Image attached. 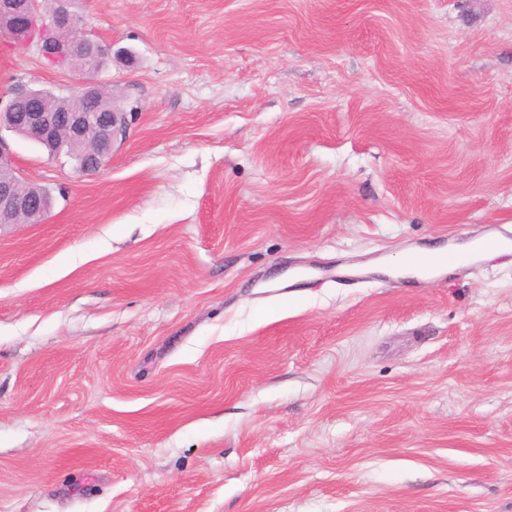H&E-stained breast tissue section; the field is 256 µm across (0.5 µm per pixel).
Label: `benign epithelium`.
Segmentation results:
<instances>
[{
  "label": "benign epithelium",
  "mask_w": 512,
  "mask_h": 512,
  "mask_svg": "<svg viewBox=\"0 0 512 512\" xmlns=\"http://www.w3.org/2000/svg\"><path fill=\"white\" fill-rule=\"evenodd\" d=\"M72 0H0V29L17 43L36 50L52 66H63L75 56L111 55V47L86 37L71 11ZM95 79H87L80 95L63 112L41 104L42 93L29 90L11 95L0 105V131H22L25 138L58 154L63 143H77L92 135L97 153L80 162L78 172L99 171L112 154L117 137L125 132L124 119L114 112H98L89 106ZM23 178L14 156L0 139V223H37L45 216V202L21 191Z\"/></svg>",
  "instance_id": "7a95c632"
}]
</instances>
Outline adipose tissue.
I'll use <instances>...</instances> for the list:
<instances>
[{
	"instance_id": "ef3b65f1",
	"label": "adipose tissue",
	"mask_w": 512,
	"mask_h": 512,
	"mask_svg": "<svg viewBox=\"0 0 512 512\" xmlns=\"http://www.w3.org/2000/svg\"><path fill=\"white\" fill-rule=\"evenodd\" d=\"M480 257L481 253L473 242L453 247L436 246L407 254L401 260L385 266L384 271L402 278L422 279L445 273L448 269Z\"/></svg>"
}]
</instances>
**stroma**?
Listing matches in <instances>:
<instances>
[{"label": "stroma", "mask_w": 512, "mask_h": 512, "mask_svg": "<svg viewBox=\"0 0 512 512\" xmlns=\"http://www.w3.org/2000/svg\"><path fill=\"white\" fill-rule=\"evenodd\" d=\"M126 131L0 226V512H512V0H75ZM81 77L0 35V97ZM493 253L501 252H480L477 241L453 247L436 246L409 253L395 263L388 266L380 265L378 268L387 275L423 279L435 274L445 273L450 268H456Z\"/></svg>", "instance_id": "1"}]
</instances>
